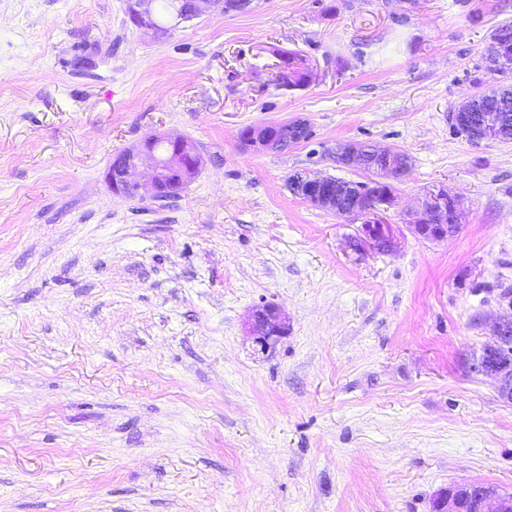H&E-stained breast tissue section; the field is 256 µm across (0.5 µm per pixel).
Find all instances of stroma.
Masks as SVG:
<instances>
[{"label": "stroma", "instance_id": "stroma-1", "mask_svg": "<svg viewBox=\"0 0 512 512\" xmlns=\"http://www.w3.org/2000/svg\"><path fill=\"white\" fill-rule=\"evenodd\" d=\"M512 0H253L168 35L127 0H0V512H431L512 494V403L471 363L512 318V141L448 113L491 82ZM299 52L307 85H276ZM308 141L255 150L294 118ZM192 141L178 196L113 192V158ZM406 153L396 251L288 188L366 182L337 143ZM457 233L418 236L429 193ZM276 306L267 355L244 331ZM281 123H269L242 131V142L247 147L263 150H284L300 141L288 135ZM247 132V133H246ZM245 134V135H244ZM245 330L263 354L288 333V321L276 306L262 303L252 309ZM472 488L451 486L441 491L432 501L433 512H464V503L473 496Z\"/></svg>", "mask_w": 512, "mask_h": 512}]
</instances>
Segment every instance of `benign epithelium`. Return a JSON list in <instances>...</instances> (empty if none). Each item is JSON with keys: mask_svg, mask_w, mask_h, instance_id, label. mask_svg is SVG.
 Wrapping results in <instances>:
<instances>
[{"mask_svg": "<svg viewBox=\"0 0 512 512\" xmlns=\"http://www.w3.org/2000/svg\"><path fill=\"white\" fill-rule=\"evenodd\" d=\"M192 9L182 15H174L164 25L155 17L153 0H128L127 10L131 22L140 27L167 34L183 22L191 21L214 8L224 7V0H192ZM247 147L263 150H284L296 143L280 123L252 127L242 136ZM394 152L360 148L349 145L336 146V162L347 166L356 164L376 174L365 187H353V197L344 198L325 190L330 178L307 173L290 179L289 187L294 194L310 203L339 216L363 219L361 242L369 244L380 253L392 251L397 238L391 225L375 218V208L389 205L394 199L393 183L404 174L392 162ZM151 161L148 179H142L140 165L143 159ZM200 156L195 145L183 137L152 135L143 143L116 156L106 173L109 187L130 197L153 199L177 195L198 174ZM459 201L444 191L432 193L423 209L416 216L415 232L426 240L448 239V225L457 222ZM246 333L253 339L257 351L265 353L282 336L288 333L287 318L280 310L267 303L252 309L245 325ZM481 374L494 379L500 397L512 402V375L488 367ZM473 496L472 488L451 486L432 501V512H464V503ZM479 512H512V497H505L498 490L482 487L478 490Z\"/></svg>", "mask_w": 512, "mask_h": 512, "instance_id": "obj_1", "label": "benign epithelium"}]
</instances>
